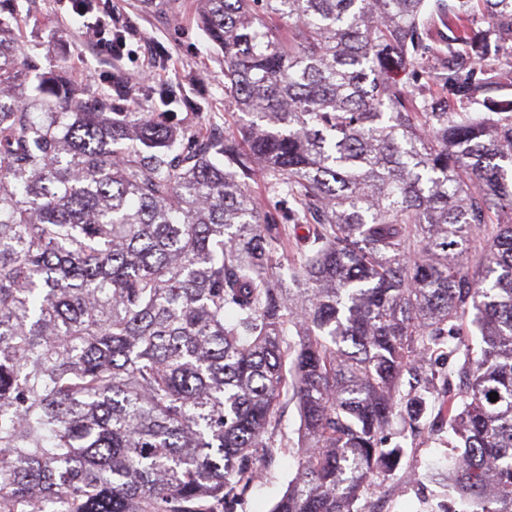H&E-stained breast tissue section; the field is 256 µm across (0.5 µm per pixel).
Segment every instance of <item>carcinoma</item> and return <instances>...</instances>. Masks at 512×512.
<instances>
[{"mask_svg": "<svg viewBox=\"0 0 512 512\" xmlns=\"http://www.w3.org/2000/svg\"><path fill=\"white\" fill-rule=\"evenodd\" d=\"M199 2L245 119L186 146L63 71L27 89L0 0V512H236L285 394L270 512H369L445 349L446 512H512V109L476 96L512 0ZM445 352L439 353L436 356H432L431 361L429 362L431 365L427 366L432 368L427 369H417V378L421 383L426 380V378L430 377L432 372H436L439 376L436 379V390L434 392V397L442 398L447 396L448 394H454L458 391L459 387L462 385L456 374H451L449 385L447 386L445 381V377H447L448 372L453 370L452 360L448 363V358ZM278 435L277 440H284L288 447L296 446L298 443V429L300 417L294 402L284 398L278 412Z\"/></svg>", "mask_w": 512, "mask_h": 512, "instance_id": "carcinoma-1", "label": "carcinoma"}]
</instances>
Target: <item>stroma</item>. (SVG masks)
I'll list each match as a JSON object with an SVG mask.
<instances>
[{"instance_id":"obj_1","label":"stroma","mask_w":512,"mask_h":512,"mask_svg":"<svg viewBox=\"0 0 512 512\" xmlns=\"http://www.w3.org/2000/svg\"><path fill=\"white\" fill-rule=\"evenodd\" d=\"M23 48L37 69L65 70L75 83L108 97L117 112H164L186 135H218L234 118L224 111V55L200 26L195 0H97L96 13L116 29L134 26L121 59H104L84 48L82 20L69 0H25ZM163 44L167 55L150 66L144 46ZM448 430L427 410L419 433L394 420L388 439L405 450L396 469L377 479L366 495L372 512H443L448 491ZM266 476L247 492L238 512H270L298 471V457L279 454Z\"/></svg>"}]
</instances>
